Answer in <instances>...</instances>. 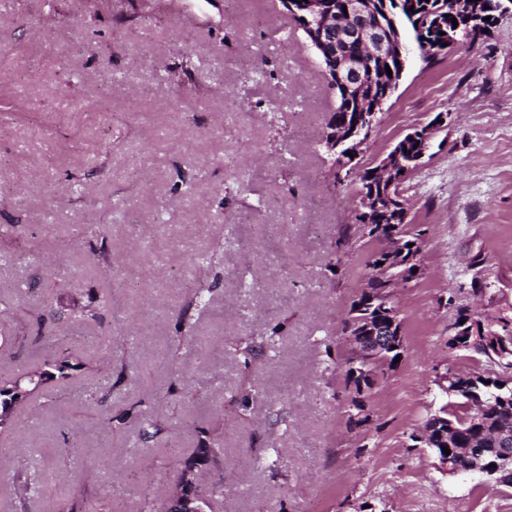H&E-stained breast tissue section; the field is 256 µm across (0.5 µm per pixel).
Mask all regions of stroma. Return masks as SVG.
<instances>
[{"instance_id":"1","label":"stroma","mask_w":512,"mask_h":512,"mask_svg":"<svg viewBox=\"0 0 512 512\" xmlns=\"http://www.w3.org/2000/svg\"><path fill=\"white\" fill-rule=\"evenodd\" d=\"M335 102L280 0H0V224L20 241L0 245V333L29 337L0 342V377L81 362L0 434V512L83 492L141 512L215 439L223 468L197 470L224 487L212 512H512V489L414 439L438 376L487 367L448 346L457 305L512 325V14L434 64L411 54L361 158L448 116L402 187L426 267L396 294L406 350L354 428L342 327L378 245H336L360 182L333 184L318 143ZM64 294L96 319L38 326ZM150 420L165 432L144 437ZM24 472L40 485L22 503Z\"/></svg>"}]
</instances>
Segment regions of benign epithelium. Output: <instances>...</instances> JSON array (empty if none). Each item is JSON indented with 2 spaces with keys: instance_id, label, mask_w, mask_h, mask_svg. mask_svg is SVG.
Masks as SVG:
<instances>
[{
  "instance_id": "benign-epithelium-1",
  "label": "benign epithelium",
  "mask_w": 512,
  "mask_h": 512,
  "mask_svg": "<svg viewBox=\"0 0 512 512\" xmlns=\"http://www.w3.org/2000/svg\"><path fill=\"white\" fill-rule=\"evenodd\" d=\"M288 13L304 18L308 31V40L323 59L327 81L333 88H342L351 92L360 82V71L350 65V57L342 54V46L357 42L367 48L371 60H382L387 56L404 58L406 48L403 44H389L380 38L377 29L365 24L370 7L368 0H283ZM448 12L460 13L468 27L477 34L484 33L485 18L483 14L472 10L463 0H448ZM448 124V114L442 113L431 122L416 128L410 137L421 142L423 152L411 161L404 163L400 153L390 152L378 165L377 172L383 174L388 183V195L384 197L387 207L403 206L400 190L406 178L420 166L425 151L430 147L434 136ZM324 144L330 155L339 157L341 163L333 167L334 177L344 179L343 172L353 171L352 163L361 157L362 145L356 138V129L348 124H340L328 132ZM383 262V269H401L407 280L384 283L383 302H378L377 294L364 288L365 294L358 301L356 308L360 315L355 326L347 332V343L354 348L359 359L351 364L350 398L357 400L361 406L367 403L376 388L382 367L389 365L391 356L405 351L403 323L395 309L393 295L395 288L420 278L424 274L422 251L412 246L405 247V239L399 234H392L384 247L376 255ZM499 334L491 330L480 329L473 320L471 309H466L464 316L455 317L449 326V344L456 350H471L476 345L491 352L497 348ZM448 405H443L431 413L424 421L419 439L429 448L438 450V460L445 470L454 472H476L487 476L497 486L512 485V469L508 468L512 456L505 453L502 461L490 460L479 450L467 451L463 458L452 464L448 455L441 452L456 439L458 427L448 420L444 413ZM199 494L194 488H186V493L179 494L170 506L173 512H202L196 506Z\"/></svg>"
}]
</instances>
